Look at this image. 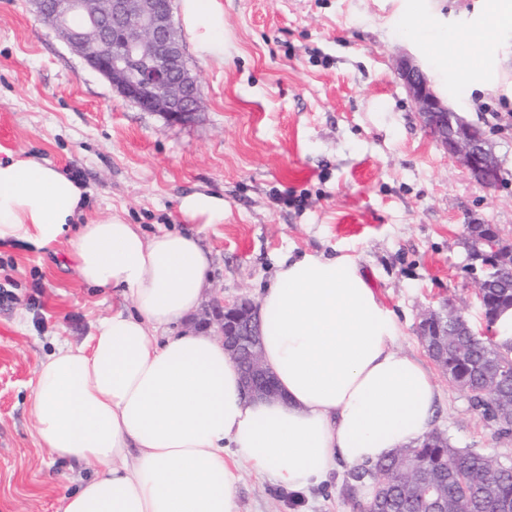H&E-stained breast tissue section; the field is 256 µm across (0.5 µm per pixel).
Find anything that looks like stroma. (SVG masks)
Here are the masks:
<instances>
[{"instance_id":"1","label":"stroma","mask_w":512,"mask_h":512,"mask_svg":"<svg viewBox=\"0 0 512 512\" xmlns=\"http://www.w3.org/2000/svg\"><path fill=\"white\" fill-rule=\"evenodd\" d=\"M486 0H220L224 58L201 52L174 7L202 109L184 124L123 98L47 22L33 0H0V160L35 159L86 189L84 219L117 215L146 236H196L214 264L206 296L259 299L287 255H349L402 324L399 350L432 367L435 430L451 444L512 464V433L476 412L435 369L422 312L451 301L478 334L468 269L471 224L512 242V30L495 55L452 56L449 32L480 28ZM413 58L434 89L486 131L506 178L487 190L422 126L397 74ZM224 198V221L203 226L182 196ZM111 289L84 283L67 238L0 245V512H60L90 473L39 443L29 410L38 369L57 342H85L112 314ZM240 512H356L343 478L293 499L244 471Z\"/></svg>"}]
</instances>
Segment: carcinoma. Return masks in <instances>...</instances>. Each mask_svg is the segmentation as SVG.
Instances as JSON below:
<instances>
[{
	"instance_id": "obj_1",
	"label": "carcinoma",
	"mask_w": 512,
	"mask_h": 512,
	"mask_svg": "<svg viewBox=\"0 0 512 512\" xmlns=\"http://www.w3.org/2000/svg\"><path fill=\"white\" fill-rule=\"evenodd\" d=\"M494 284L482 299L489 324L512 309V282L492 269ZM420 331V339L438 367L465 390L483 418L500 430H512V343L484 341L469 329L453 325ZM371 481L376 493L359 505L361 512H426L423 495L433 484L448 504V512H505L512 508V466L505 469L491 456L454 447L448 436L429 432L415 446L397 450L387 460L346 474L347 495Z\"/></svg>"
}]
</instances>
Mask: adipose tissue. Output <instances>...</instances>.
I'll use <instances>...</instances> for the list:
<instances>
[{
    "mask_svg": "<svg viewBox=\"0 0 512 512\" xmlns=\"http://www.w3.org/2000/svg\"><path fill=\"white\" fill-rule=\"evenodd\" d=\"M181 7L203 31L202 51L223 56L218 0ZM85 201L53 167L0 161V242L44 247L77 225L81 279L131 301L40 365L30 399L40 444L93 468L60 512H239L241 464L297 498L431 431L433 375L397 350L399 317L351 257H290L264 285L263 359L280 394L250 397L221 341L168 333L201 304L210 252L178 232L145 236L116 215L82 222ZM178 208L199 224L224 221L214 193L184 195Z\"/></svg>",
    "mask_w": 512,
    "mask_h": 512,
    "instance_id": "1",
    "label": "adipose tissue"
}]
</instances>
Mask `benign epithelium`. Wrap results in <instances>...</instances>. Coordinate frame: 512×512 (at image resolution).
<instances>
[{
	"label": "benign epithelium",
	"mask_w": 512,
	"mask_h": 512,
	"mask_svg": "<svg viewBox=\"0 0 512 512\" xmlns=\"http://www.w3.org/2000/svg\"><path fill=\"white\" fill-rule=\"evenodd\" d=\"M39 17L49 22L87 64L106 77L125 99L172 123H187L201 111L198 82L186 64L183 41L173 22V0H34ZM81 24L73 25L74 17ZM398 74L425 130L481 186L500 187L503 171L481 144L485 131L460 117L435 91L424 71L410 57L400 59ZM512 253L500 235L474 244L472 267L498 268ZM257 305L249 300L226 303L215 299L198 328L216 333L241 368L251 396L276 394L265 368L256 325ZM467 323L462 311L448 302L420 317L430 327L442 317Z\"/></svg>",
	"instance_id": "benign-epithelium-1"
}]
</instances>
